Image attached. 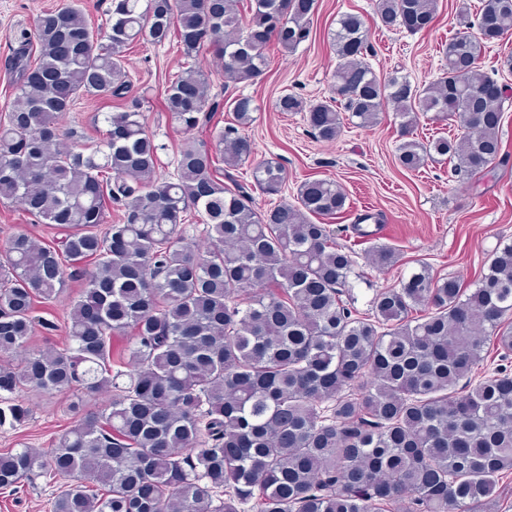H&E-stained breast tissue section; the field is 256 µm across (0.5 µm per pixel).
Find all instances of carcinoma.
I'll return each instance as SVG.
<instances>
[{"label": "carcinoma", "mask_w": 512, "mask_h": 512, "mask_svg": "<svg viewBox=\"0 0 512 512\" xmlns=\"http://www.w3.org/2000/svg\"><path fill=\"white\" fill-rule=\"evenodd\" d=\"M316 9L317 0H252L243 22L239 0H110L104 27L66 5L20 31L8 61L15 97L0 111V199L63 236L47 245L19 233L0 251V429L33 414L20 391L112 390V337L135 336L120 394L86 411L49 454H0L1 489L61 478L52 512H488L512 471V244L490 255L470 290L419 260L362 314L347 299L354 252L316 223L346 210L336 182L306 180L294 201L259 211L242 186L215 176L214 154L228 168L254 154L244 133L252 99L234 101L213 147L187 138L172 179L156 176L161 146L142 100L127 99L126 56L140 41L162 45L175 33L185 59L210 51L225 73L253 82L270 42L294 52ZM436 10L437 0H379L382 23L410 32L428 29ZM477 21L478 35L443 48L445 76L421 87L377 76L364 22L346 13L332 34L342 108L293 94L276 108L306 113L325 142L341 134L343 111L363 128L388 106L406 130L419 112L458 119L457 138L400 143V165L418 171L442 156L463 178L487 172L501 153L508 86L491 89L497 80L479 59L512 32V0H481ZM209 86L199 69L167 86L165 110L188 133L217 110ZM81 92L123 102L102 113L90 154L65 144L75 134L61 124ZM252 178L276 195L286 173L264 160ZM109 202L123 206L121 223L103 228ZM191 215L199 238L186 232ZM365 260L385 269L398 256L376 246ZM74 276L82 291L66 348L30 347L34 302L55 300ZM489 343L503 363L475 381Z\"/></svg>", "instance_id": "cac0c4a2"}]
</instances>
